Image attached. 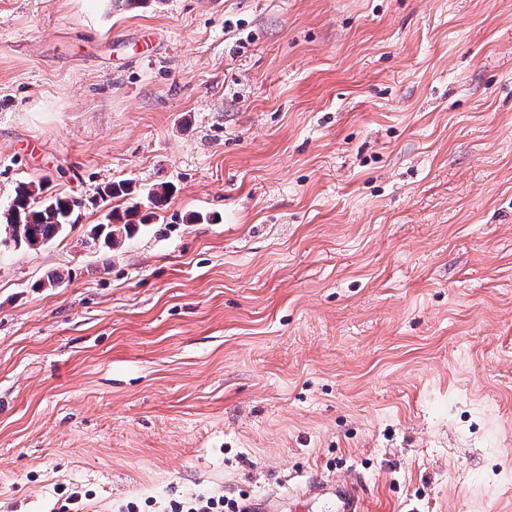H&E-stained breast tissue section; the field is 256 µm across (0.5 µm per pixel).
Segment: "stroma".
I'll use <instances>...</instances> for the list:
<instances>
[{
  "mask_svg": "<svg viewBox=\"0 0 512 512\" xmlns=\"http://www.w3.org/2000/svg\"><path fill=\"white\" fill-rule=\"evenodd\" d=\"M23 182L78 207L0 248V512H512V0H0ZM138 212H125L124 217L116 215L114 217L115 224H107L103 229L101 238L92 237L94 241L99 240V245L108 250L117 249L123 238H128L131 231L135 228L134 218L138 216ZM123 219H125L123 221ZM121 223V224H119ZM318 488L309 489L303 499L291 508L295 512L313 511V505L317 501L320 512H366L368 501L365 489L362 484L349 486L331 485L329 490L321 493L316 492ZM167 512H226L236 511L234 503L224 501V496H209L189 502L172 500L169 502Z\"/></svg>",
  "mask_w": 512,
  "mask_h": 512,
  "instance_id": "obj_1",
  "label": "stroma"
}]
</instances>
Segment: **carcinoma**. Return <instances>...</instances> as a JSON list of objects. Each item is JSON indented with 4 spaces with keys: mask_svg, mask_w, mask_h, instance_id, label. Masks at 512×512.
<instances>
[{
    "mask_svg": "<svg viewBox=\"0 0 512 512\" xmlns=\"http://www.w3.org/2000/svg\"><path fill=\"white\" fill-rule=\"evenodd\" d=\"M39 191L31 183H21L15 189L12 205L0 212V241L11 239L20 246L35 250L67 233L72 226L71 215L76 204L67 198H48L36 204ZM136 212L115 216V223L103 229L99 245L116 249L135 228Z\"/></svg>",
    "mask_w": 512,
    "mask_h": 512,
    "instance_id": "obj_1",
    "label": "carcinoma"
}]
</instances>
